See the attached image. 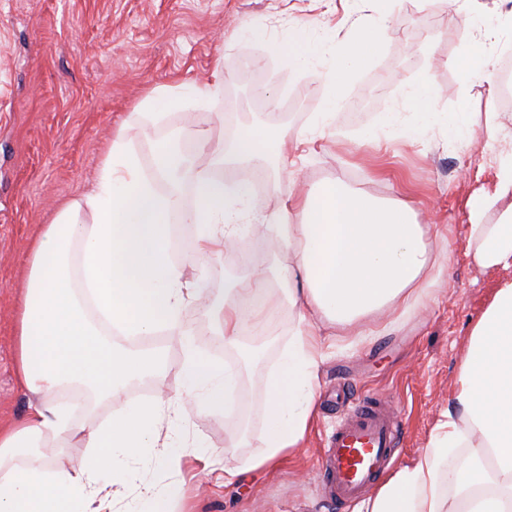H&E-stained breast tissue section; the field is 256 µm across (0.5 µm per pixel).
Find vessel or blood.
I'll return each mask as SVG.
<instances>
[{"instance_id": "obj_1", "label": "vessel or blood", "mask_w": 512, "mask_h": 512, "mask_svg": "<svg viewBox=\"0 0 512 512\" xmlns=\"http://www.w3.org/2000/svg\"><path fill=\"white\" fill-rule=\"evenodd\" d=\"M402 418L388 400L366 395L329 432L321 481L337 508L353 504L387 470L402 437Z\"/></svg>"}]
</instances>
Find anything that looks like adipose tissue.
I'll return each mask as SVG.
<instances>
[{
	"label": "adipose tissue",
	"mask_w": 512,
	"mask_h": 512,
	"mask_svg": "<svg viewBox=\"0 0 512 512\" xmlns=\"http://www.w3.org/2000/svg\"><path fill=\"white\" fill-rule=\"evenodd\" d=\"M387 28L384 19L355 26L337 50L301 32L275 46L289 66L301 69L315 58L327 64L320 123L332 120L352 70L381 48ZM223 85L218 66L210 81L149 91L140 106L212 104ZM199 146L210 151V164L194 170L175 141L159 144L155 179L169 184L161 192L143 176L123 133H116L91 188L63 205L39 234L15 325L17 376L33 400L19 424L0 429V512H112L118 500L123 512H170L182 495V485L145 476L147 469L179 463L178 455L162 450L157 428L160 417L178 420L172 405L139 402L108 424L86 429L56 400L72 380L109 401L136 382L160 377L162 349L126 348L106 339L104 329L142 338L164 329L186 339L183 395L203 412L231 411L237 373L202 357L187 340L183 312L206 288L203 281L184 280L170 256L173 220L193 226L192 261L198 265L238 240L245 224H273L294 255L278 274L288 285L295 320L269 379L263 452L223 463L191 447L194 456L222 464L225 480L271 468L302 446L316 410L324 325L348 332L350 346L358 347L417 311L431 285V252L407 204L383 205L330 181L289 194L283 212L272 217L258 207L251 178L238 169L284 154L283 139L253 129L229 147L207 135ZM187 171L195 193L189 208L180 191ZM468 207L474 259L485 267H512V155L498 160L494 192L472 198ZM494 210L499 217L491 224L487 216ZM269 291L264 278L230 279L223 297L208 301L202 312L233 344L242 331L263 327ZM61 435L81 436L92 455L71 468L57 467L49 443ZM462 448L463 466L447 467L448 457ZM358 512H512V281L495 289L473 325L453 397L427 448L381 481Z\"/></svg>",
	"instance_id": "ef3b65f1"
}]
</instances>
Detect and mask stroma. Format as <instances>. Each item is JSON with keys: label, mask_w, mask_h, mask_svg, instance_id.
<instances>
[{"label": "stroma", "mask_w": 512, "mask_h": 512, "mask_svg": "<svg viewBox=\"0 0 512 512\" xmlns=\"http://www.w3.org/2000/svg\"><path fill=\"white\" fill-rule=\"evenodd\" d=\"M344 0H0V426L22 420L29 397L15 373L18 299L28 269L29 247L50 223L54 206L79 199L93 184L107 143L123 130L146 176L154 174L157 147L182 131V149L196 151V135L208 130L224 142L242 131L267 128L290 145L292 180L267 183L256 201L277 213L293 182L314 187L339 180L384 201L409 200L442 271L433 273L423 307L393 329L358 348L344 336L329 337L319 370L317 415L302 446L276 467L225 483L221 469L195 462L186 501L173 512H336L320 484L325 436L347 409L336 387L390 400L404 419L400 461L427 448L447 410L470 331L495 288L512 280V268L485 269L468 250L470 198L493 192L498 155L512 142L488 141L484 114L497 90L493 69L512 55V5L506 0H361L360 14L392 15L380 52L359 68L341 94V106L325 128L314 125L327 71L315 63L290 68L270 52L291 40L296 24L313 40L343 43L350 35ZM480 47L485 80L465 75L461 58L469 43ZM226 74L212 106L166 108L163 119L131 120L148 90L209 80L215 64ZM430 74L433 108L441 120L414 134L417 105L410 84ZM396 111L401 132L383 119ZM474 115L472 140L450 139L444 127L457 113ZM181 246L171 257L185 279L204 277L208 297L223 293L230 278L256 269L275 277L292 255L267 226L247 228L244 246L197 267L194 233L182 225ZM199 353L236 369L240 376L232 415H203L181 398V338L155 336L167 355L157 381L131 387L112 402L71 391L76 417L94 427L128 403L157 391L180 398L181 443H199L230 459L261 453L268 379L288 346L293 318L280 314L264 329L225 345L199 307L185 315Z\"/></svg>", "instance_id": "1"}]
</instances>
